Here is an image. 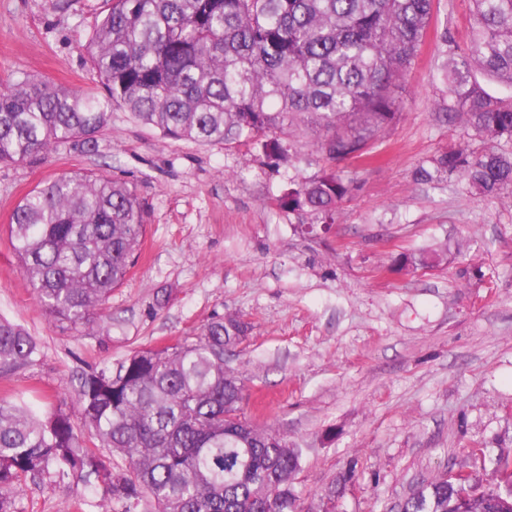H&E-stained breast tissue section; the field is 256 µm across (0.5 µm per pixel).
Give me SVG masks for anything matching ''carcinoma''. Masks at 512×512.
<instances>
[{
  "mask_svg": "<svg viewBox=\"0 0 512 512\" xmlns=\"http://www.w3.org/2000/svg\"><path fill=\"white\" fill-rule=\"evenodd\" d=\"M464 46L440 66L448 119L485 139L512 141V96L488 93L484 73L512 90V0H468ZM433 0H109L85 45L101 91L78 94L18 70L0 88V164L71 142L96 149L116 109L163 137L215 145L259 138L285 158L280 135L300 122L328 162L293 184L279 206L334 224L353 180L336 170L367 155L402 117L396 82L431 24ZM458 175L481 197L512 192V153L445 152L419 169ZM14 251L42 309L88 326L121 285L145 232L135 189L92 172L63 174L28 193L10 218ZM462 255L446 240L403 253L397 269L437 267ZM248 325L228 314L200 336L139 350L81 376L75 400L106 454L89 449L70 416H39L0 399V512H16L22 485L72 477L101 483L118 512H299L302 449L242 411L245 386L224 352ZM40 346L0 318V374L32 366ZM490 482L478 489L439 475L404 512H512V453L473 451Z\"/></svg>",
  "mask_w": 512,
  "mask_h": 512,
  "instance_id": "cac0c4a2",
  "label": "carcinoma"
}]
</instances>
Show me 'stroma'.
<instances>
[{"mask_svg": "<svg viewBox=\"0 0 512 512\" xmlns=\"http://www.w3.org/2000/svg\"><path fill=\"white\" fill-rule=\"evenodd\" d=\"M106 0H0V82L20 69L74 91L97 89L84 45ZM467 0H435L430 34L399 82L403 116L355 178L338 219L304 235L278 197L325 164L313 135L284 136L287 162L250 142L172 141L113 111L96 151L69 144L0 165V317L24 327L38 361L0 374V398L80 416L83 373L135 351L195 337L238 314L245 340L224 355L245 380V414L305 448L295 480L318 512L337 475L354 471L340 512H395L425 478L463 469L471 451H512V194L481 198L461 179L418 181L441 153L487 141L448 120L439 34L464 43ZM93 172L135 187L146 213L142 253L91 325L51 319L18 269L15 206L58 175ZM463 257L396 273L398 255L446 238ZM103 485L27 483L19 512H101Z\"/></svg>", "mask_w": 512, "mask_h": 512, "instance_id": "35a3bbf8", "label": "stroma"}]
</instances>
